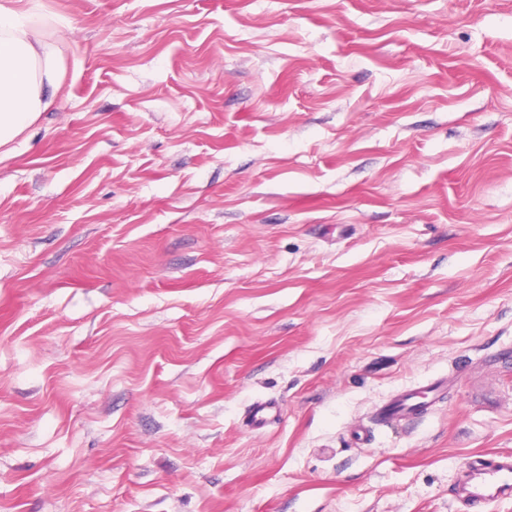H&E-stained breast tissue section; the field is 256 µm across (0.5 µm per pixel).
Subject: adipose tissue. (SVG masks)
Instances as JSON below:
<instances>
[{"label":"adipose tissue","mask_w":512,"mask_h":512,"mask_svg":"<svg viewBox=\"0 0 512 512\" xmlns=\"http://www.w3.org/2000/svg\"><path fill=\"white\" fill-rule=\"evenodd\" d=\"M16 2L0 0V149L53 106L62 80L59 47Z\"/></svg>","instance_id":"1"}]
</instances>
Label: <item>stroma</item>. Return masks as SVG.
I'll list each match as a JSON object with an SVG mask.
<instances>
[{
	"label": "stroma",
	"mask_w": 512,
	"mask_h": 512,
	"mask_svg": "<svg viewBox=\"0 0 512 512\" xmlns=\"http://www.w3.org/2000/svg\"><path fill=\"white\" fill-rule=\"evenodd\" d=\"M61 17L0 158V512H512L458 496L512 453V0ZM446 385L445 380H440L430 387L425 386L415 391L404 392L379 409L376 416L377 422L384 425L395 419L410 421L417 418L425 410L426 401L421 400V398H428L430 395L434 396L435 399L439 398Z\"/></svg>",
	"instance_id": "35a3bbf8"
}]
</instances>
